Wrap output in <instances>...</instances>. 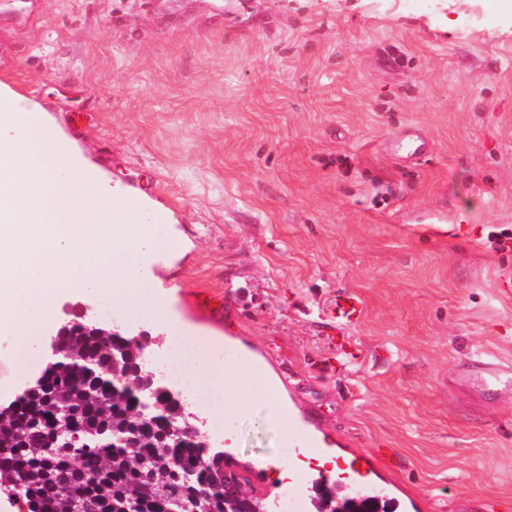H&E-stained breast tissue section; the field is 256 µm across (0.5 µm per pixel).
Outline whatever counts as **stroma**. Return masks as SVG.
Masks as SVG:
<instances>
[{
    "label": "stroma",
    "instance_id": "1",
    "mask_svg": "<svg viewBox=\"0 0 512 512\" xmlns=\"http://www.w3.org/2000/svg\"><path fill=\"white\" fill-rule=\"evenodd\" d=\"M30 2L0 84L183 243L141 269L168 320L124 328L242 355L405 512H512V384L467 372L512 368V0ZM99 308L63 297L34 354ZM283 431L259 394L221 445L252 467Z\"/></svg>",
    "mask_w": 512,
    "mask_h": 512
}]
</instances>
